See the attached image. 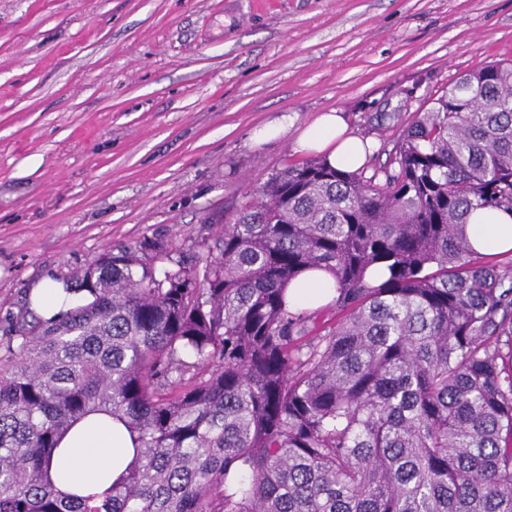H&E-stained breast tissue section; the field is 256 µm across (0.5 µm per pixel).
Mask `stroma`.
Returning a JSON list of instances; mask_svg holds the SVG:
<instances>
[{
    "label": "stroma",
    "instance_id": "35a3bbf8",
    "mask_svg": "<svg viewBox=\"0 0 512 512\" xmlns=\"http://www.w3.org/2000/svg\"><path fill=\"white\" fill-rule=\"evenodd\" d=\"M512 60V0H0V333L30 286L148 240L213 241L299 128L385 164L462 74ZM288 113L286 135L252 131Z\"/></svg>",
    "mask_w": 512,
    "mask_h": 512
}]
</instances>
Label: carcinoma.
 <instances>
[{
	"label": "carcinoma",
	"mask_w": 512,
	"mask_h": 512,
	"mask_svg": "<svg viewBox=\"0 0 512 512\" xmlns=\"http://www.w3.org/2000/svg\"><path fill=\"white\" fill-rule=\"evenodd\" d=\"M512 62L457 78L388 162L273 170L189 262L108 252L77 304L0 336V512H512ZM381 268V280L371 272ZM323 269L335 296L291 308ZM137 463L85 496L48 476L91 412ZM474 249L481 253L512 250V214L499 210L475 211L465 227ZM334 280L325 271L305 273L288 287V302L300 309H314L327 302L325 293L333 289Z\"/></svg>",
	"instance_id": "obj_1"
}]
</instances>
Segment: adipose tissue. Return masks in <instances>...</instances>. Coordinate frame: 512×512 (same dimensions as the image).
<instances>
[{"label": "adipose tissue", "instance_id": "1", "mask_svg": "<svg viewBox=\"0 0 512 512\" xmlns=\"http://www.w3.org/2000/svg\"><path fill=\"white\" fill-rule=\"evenodd\" d=\"M368 140L354 135L343 112L332 109L299 129L297 151L311 154L340 170L361 168L368 157ZM474 249L481 253L512 250V214L499 210L475 211L465 227ZM334 286L330 274L305 273L288 288V302L300 309H314L326 301ZM136 439L111 416L94 412L77 421L60 439L49 469L54 486L65 493L86 494L110 486L136 458Z\"/></svg>", "mask_w": 512, "mask_h": 512}]
</instances>
